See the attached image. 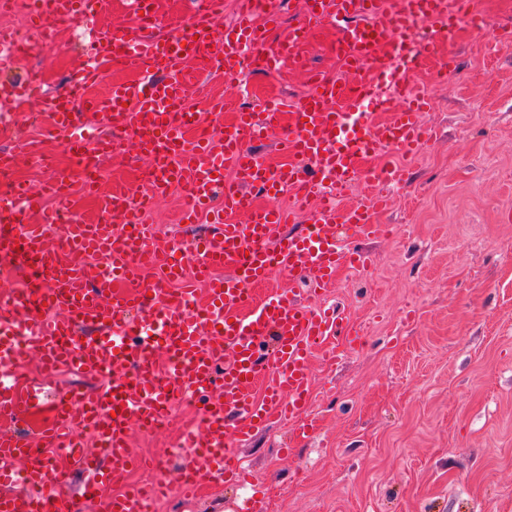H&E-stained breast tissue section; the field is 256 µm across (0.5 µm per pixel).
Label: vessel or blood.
<instances>
[{
  "mask_svg": "<svg viewBox=\"0 0 512 512\" xmlns=\"http://www.w3.org/2000/svg\"><path fill=\"white\" fill-rule=\"evenodd\" d=\"M97 0H33L40 22L81 15ZM353 0H304V20L287 35L271 40L280 23L279 0H243L233 26L221 29L212 12L199 13L167 42H156L144 20L157 16L156 0H128L130 22L97 29L94 58L83 82L98 78L100 65L120 56L134 80L114 82L104 99L87 101L76 111L69 96L55 97L50 139L83 120L100 128L92 146L70 140L66 151L76 162L87 190L98 186L100 161L133 139L150 161L154 196L184 187L181 217L196 223L212 215L205 236L189 243L193 271L170 259L153 240L151 225L140 223L134 209L137 187L104 195L93 219L68 226L61 244L48 240L57 216L44 209L42 196L19 185L15 201L0 200V259L15 260L31 271L28 288L0 304V512H66L62 473L49 456L7 431L40 407L41 389L22 385L10 373L19 356V333L34 336L32 354L45 372L75 371L107 377L95 391L59 394L52 416L38 431V442L64 449L71 468L87 473L84 494L99 496L111 484L123 489L107 503V512H147L165 484L126 483L141 461L130 449L129 431H151L177 401H201V426L188 433L187 445L203 455L188 464L196 484L213 480L237 483L247 471L239 448L272 423L285 419L300 432L313 430L306 414L311 402L312 351L334 335L333 309L313 307L325 286L344 268L360 270L368 252L349 248V238L367 239L379 226L376 211L385 205L387 187L406 178L398 163L368 170L372 156L395 149L415 153L430 136L424 122L429 99L407 81V74L435 63L441 74L453 73L456 60L444 48L462 23L482 21L472 0H396L393 10L381 0H364L366 13L350 20ZM426 20L427 40L414 45L412 24ZM334 22L337 46L353 45L350 65L370 60L368 70L350 82L312 78L308 91L290 112L266 105L236 110L218 138L187 139L189 87L187 66L204 73L240 70L244 60L267 69L297 55L302 35ZM284 132L280 143L289 159L270 166L252 144ZM372 188L369 197L345 206L356 175ZM299 194L307 205L308 229L292 233L293 213L275 205L285 192ZM318 206H310V199ZM246 223H236L237 215ZM122 227H115V217ZM345 227L349 238L328 232ZM157 276L144 280L146 267ZM304 271L307 287L276 289L257 297L256 288L277 271ZM204 284L202 314L192 311L195 284ZM172 364L160 369L157 351ZM264 382L267 394L257 398ZM88 427L111 458L100 469L95 455L75 442ZM27 465L29 490L13 486L14 470Z\"/></svg>",
  "mask_w": 512,
  "mask_h": 512,
  "instance_id": "obj_1",
  "label": "vessel or blood"
}]
</instances>
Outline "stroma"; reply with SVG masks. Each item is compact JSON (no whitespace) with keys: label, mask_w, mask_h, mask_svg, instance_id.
Returning a JSON list of instances; mask_svg holds the SVG:
<instances>
[{"label":"stroma","mask_w":512,"mask_h":512,"mask_svg":"<svg viewBox=\"0 0 512 512\" xmlns=\"http://www.w3.org/2000/svg\"><path fill=\"white\" fill-rule=\"evenodd\" d=\"M124 0L58 25L57 48L37 54L42 93L16 113L24 140L44 139L47 101L69 88L76 35L130 21ZM336 30L313 29L298 49L330 74ZM446 49L458 63L444 83L431 67L416 82L433 98L432 136L407 162L408 185L363 241L372 266L342 271L323 304L364 332L337 361L313 359L310 416L302 435L283 422L245 443L239 485H213L194 512H236L255 497L265 512H512V47L495 52L460 27ZM306 90V74L281 69L236 83L196 77L190 100L202 125L223 129L242 103L281 101ZM224 102L211 112L210 100ZM147 162L132 143L103 160L102 186L138 182ZM179 192L157 198L147 217L168 239L206 233V220L183 224ZM200 402L172 409V426L130 431L140 456L164 464L168 494L155 512H176L184 457L171 444L180 427L199 424Z\"/></svg>","instance_id":"obj_1"}]
</instances>
